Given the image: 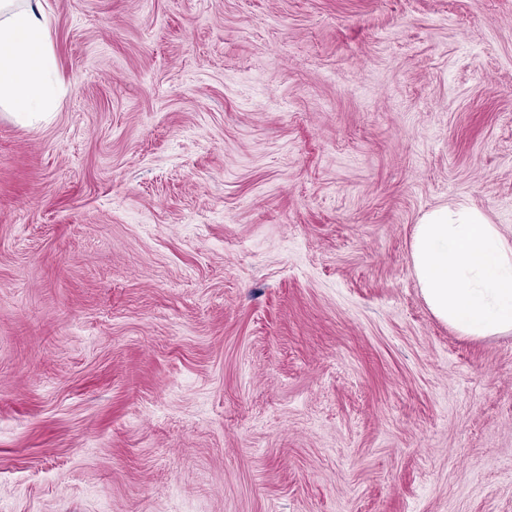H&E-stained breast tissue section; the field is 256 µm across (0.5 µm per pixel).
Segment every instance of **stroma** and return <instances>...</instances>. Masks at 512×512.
Segmentation results:
<instances>
[{
  "label": "stroma",
  "instance_id": "obj_1",
  "mask_svg": "<svg viewBox=\"0 0 512 512\" xmlns=\"http://www.w3.org/2000/svg\"><path fill=\"white\" fill-rule=\"evenodd\" d=\"M0 113V512H512V331L410 243L512 237V0H42ZM0 111L32 125L57 108L64 84L41 0L0 1ZM411 262L433 313L465 336L512 330V240L466 204L422 215Z\"/></svg>",
  "mask_w": 512,
  "mask_h": 512
}]
</instances>
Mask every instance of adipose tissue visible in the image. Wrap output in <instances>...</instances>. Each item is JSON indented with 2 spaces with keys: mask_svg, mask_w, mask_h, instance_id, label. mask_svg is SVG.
I'll return each instance as SVG.
<instances>
[{
  "mask_svg": "<svg viewBox=\"0 0 512 512\" xmlns=\"http://www.w3.org/2000/svg\"><path fill=\"white\" fill-rule=\"evenodd\" d=\"M64 85L41 0H0V111L31 125L48 120ZM411 262L433 313L466 336L512 330V239L465 204L420 218Z\"/></svg>",
  "mask_w": 512,
  "mask_h": 512,
  "instance_id": "ef3b65f1",
  "label": "adipose tissue"
}]
</instances>
